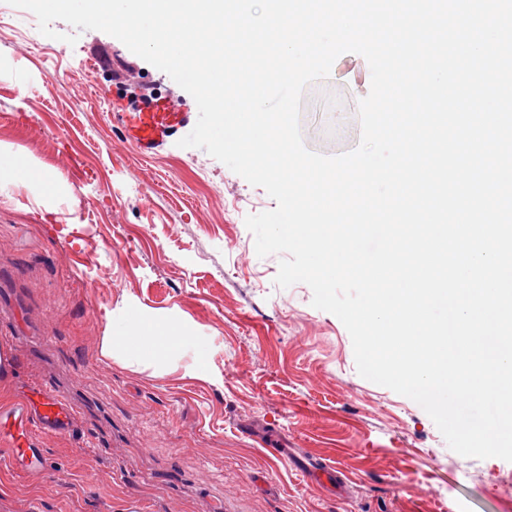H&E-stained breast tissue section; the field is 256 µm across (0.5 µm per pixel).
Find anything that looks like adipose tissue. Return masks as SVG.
I'll return each instance as SVG.
<instances>
[{
  "label": "adipose tissue",
  "mask_w": 512,
  "mask_h": 512,
  "mask_svg": "<svg viewBox=\"0 0 512 512\" xmlns=\"http://www.w3.org/2000/svg\"><path fill=\"white\" fill-rule=\"evenodd\" d=\"M189 339L186 326L157 320L147 327L144 326L142 317L135 316L126 319L123 328L116 335L105 337L103 352L112 357L126 353L155 360L162 356L165 346Z\"/></svg>",
  "instance_id": "1"
}]
</instances>
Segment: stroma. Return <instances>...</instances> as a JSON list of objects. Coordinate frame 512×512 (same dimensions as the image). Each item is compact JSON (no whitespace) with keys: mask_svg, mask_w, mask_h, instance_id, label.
Returning a JSON list of instances; mask_svg holds the SVG:
<instances>
[{"mask_svg":"<svg viewBox=\"0 0 512 512\" xmlns=\"http://www.w3.org/2000/svg\"><path fill=\"white\" fill-rule=\"evenodd\" d=\"M77 35L57 55L32 12L0 0V143L48 178L0 188V339L17 343L0 400L39 379L79 411L72 434L43 440L48 477L0 467V512H512V463L452 451L420 405L360 376L348 331L308 285L275 284L281 257L257 255L245 218L277 203L180 147L196 102L182 117L154 96L147 120L163 143L142 152L107 77L130 50ZM94 61L101 81L75 83ZM368 72L346 53L306 87L308 149L358 145ZM65 136L85 182L56 165ZM125 308L186 324L193 344L158 363L103 355ZM269 434L287 460L267 456ZM313 459L338 465L346 486L312 482Z\"/></svg>","mask_w":512,"mask_h":512,"instance_id":"1","label":"stroma"}]
</instances>
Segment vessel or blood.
Here are the masks:
<instances>
[{
  "label": "vessel or blood",
  "mask_w": 512,
  "mask_h": 512,
  "mask_svg": "<svg viewBox=\"0 0 512 512\" xmlns=\"http://www.w3.org/2000/svg\"><path fill=\"white\" fill-rule=\"evenodd\" d=\"M77 416V408L51 385L24 383L13 398L0 401V446L7 450L0 465L29 477L47 475L43 438L71 434Z\"/></svg>",
  "instance_id": "1"
}]
</instances>
